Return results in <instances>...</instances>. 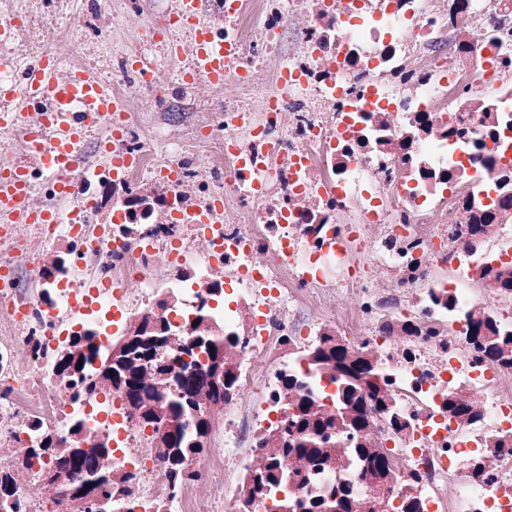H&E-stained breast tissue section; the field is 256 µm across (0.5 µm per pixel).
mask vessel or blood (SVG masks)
<instances>
[{
	"label": "vessel or blood",
	"mask_w": 512,
	"mask_h": 512,
	"mask_svg": "<svg viewBox=\"0 0 512 512\" xmlns=\"http://www.w3.org/2000/svg\"><path fill=\"white\" fill-rule=\"evenodd\" d=\"M203 0H179V12L187 17L195 30L192 67L183 81L203 77L211 84L224 83V45L201 24ZM10 99L13 109L0 112V125L22 126L25 130L24 150L38 158L48 184L58 200L68 199L73 192L71 174L82 163L80 145L87 132L116 112L109 86L89 72L60 74L52 57L24 69L20 84L0 83V99ZM58 131L54 142L44 140L45 128ZM33 187L29 168L16 163L0 168V213L19 218L29 224H54L59 216L52 207L24 211L23 205Z\"/></svg>",
	"instance_id": "b4317fda"
}]
</instances>
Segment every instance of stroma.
Here are the masks:
<instances>
[{"mask_svg": "<svg viewBox=\"0 0 512 512\" xmlns=\"http://www.w3.org/2000/svg\"><path fill=\"white\" fill-rule=\"evenodd\" d=\"M2 11L26 12L36 18L34 26L0 44V53L18 56L23 67L37 65L53 34L60 31L79 46L86 64L102 75L115 74L123 58L134 54L156 64L166 100L159 103L142 93L131 107L133 122L155 144L171 136L180 138L196 163L207 166L209 151L199 141L198 131L239 90L230 79L220 89L182 81L181 72L192 63L191 35L180 33L181 52L175 58L167 41L149 37L150 30L165 26L167 13L153 4L135 11L130 0H0Z\"/></svg>", "mask_w": 512, "mask_h": 512, "instance_id": "stroma-1", "label": "stroma"}]
</instances>
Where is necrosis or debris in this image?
I'll use <instances>...</instances> for the list:
<instances>
[{"instance_id":"obj_1","label":"necrosis or debris","mask_w":512,"mask_h":512,"mask_svg":"<svg viewBox=\"0 0 512 512\" xmlns=\"http://www.w3.org/2000/svg\"><path fill=\"white\" fill-rule=\"evenodd\" d=\"M235 2L218 33L240 48L227 73L251 90L288 13L298 18L296 47L280 68L292 83L258 111L243 100L225 103L205 137L208 172H191L179 143L158 151L128 133L113 140L112 153L138 155V165L84 175L88 189L73 196L69 223L39 227L43 241L66 242L73 260L64 272L45 276L43 252L15 229L0 233V268L15 270L25 258L39 290L31 295L15 277L0 283V444L65 432L83 416L91 432L110 434L113 466L133 474L126 500L134 512H237L236 497L216 501L206 485L264 461L266 439L291 401L282 374L300 376L335 412L329 373L283 353L340 329L352 348L373 351L406 423L398 432L384 415L371 417L367 436L395 466L380 512H400L408 490L423 512H512V368L482 360L467 342V316L483 306L475 287L484 269L512 267V209L499 206L502 194L512 195V0ZM259 13L267 20L258 30ZM167 170L178 173L171 203L127 231V192ZM104 181L115 200L102 237L90 186ZM219 197L223 212L199 223ZM487 214L490 247L482 252L467 246V227ZM363 250L385 278L357 263ZM152 256L182 294L164 317L175 326L198 307L212 310L238 338V389L252 396L218 429L227 455L193 463L198 477L182 485L172 483L161 452L147 463L135 454L141 438L120 400L105 414L93 397L62 403L52 381V353L82 328L72 310L88 279L82 262L111 284L89 314L112 322L149 308ZM217 272L234 285L222 304L207 288ZM339 293L352 299L341 312ZM444 297L452 307L441 305ZM408 321L419 332L402 351L392 330ZM19 341L26 357L15 350ZM452 391L480 403L478 425L449 416ZM493 439L501 447H490ZM336 449L342 462L320 476V487L347 482L371 493L346 433L337 432ZM477 458L484 470L475 477Z\"/></svg>"}]
</instances>
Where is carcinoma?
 <instances>
[{
  "label": "carcinoma",
  "mask_w": 512,
  "mask_h": 512,
  "mask_svg": "<svg viewBox=\"0 0 512 512\" xmlns=\"http://www.w3.org/2000/svg\"><path fill=\"white\" fill-rule=\"evenodd\" d=\"M483 278L484 286L493 293L512 296V269L488 268ZM197 320L191 334L177 338L179 350L193 359L188 364L182 359L172 361L163 353L169 344L166 321L155 313L142 316L124 336L122 348L101 360L97 388L84 385V368L77 367L101 356L94 331L72 337L54 355L59 363L56 382L65 392L74 388L91 394L99 389L125 395L133 407L129 414L139 413L138 424L152 427L151 442L163 449L168 472L178 484L196 478L189 461L205 450L214 411L224 406L237 387V372L230 357L237 338L213 333L207 312ZM471 326L474 330L469 333V343L474 349L489 362L512 368V332L502 328L488 311L472 317ZM307 357L313 369L335 372L342 429L364 433L372 411L385 412L387 420L399 431L406 427L390 407L391 397L371 352L355 350L327 333ZM282 386L287 391L300 392L295 413L289 417L286 436H272L274 448L267 462L248 471L240 489L239 512H256V499L281 487L290 475L304 493L280 501L283 512H375L380 498H361L349 483L338 484L324 493L309 489L317 474L340 465L336 453L325 447L326 431L333 427L334 418L319 410L318 401L303 391L302 380L288 375L282 378ZM203 396L211 405L200 402ZM446 407L450 416L468 424L481 418L477 404L457 394L448 395ZM353 453L375 486L382 492L389 490L394 470L383 450L361 440L356 442ZM46 455L52 460L62 496L72 506L70 512H115L113 504L124 502L123 493L131 475L115 473L108 439L87 437L82 422H71L65 437L45 433V446L24 452L21 465L29 468L32 460ZM14 495V473L1 474L0 509L9 512Z\"/></svg>",
  "instance_id": "carcinoma-1"
}]
</instances>
